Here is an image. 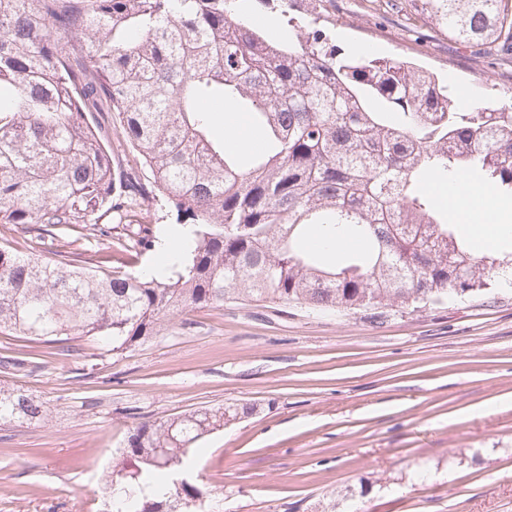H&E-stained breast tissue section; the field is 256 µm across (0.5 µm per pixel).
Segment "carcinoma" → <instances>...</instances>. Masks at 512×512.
<instances>
[{"mask_svg":"<svg viewBox=\"0 0 512 512\" xmlns=\"http://www.w3.org/2000/svg\"><path fill=\"white\" fill-rule=\"evenodd\" d=\"M411 2L448 38L512 55V0ZM320 8L307 0L310 20L288 18L282 42L236 20L233 0H0V224L39 242L80 229L110 242L101 218L156 190L191 234L157 275L0 248L1 334L62 352L96 337L119 354L226 302L381 318L481 297L492 280L512 288V247L482 250L431 192L460 178L512 197V104L465 110L427 68L344 54L309 30ZM213 101L248 113L262 147L227 152ZM99 106L131 147L120 193L86 116ZM123 230L107 249L138 255L160 240L151 224ZM252 411L140 424L105 478L111 512H204L189 453ZM47 419L45 402L0 387V422Z\"/></svg>","mask_w":512,"mask_h":512,"instance_id":"cac0c4a2","label":"carcinoma"}]
</instances>
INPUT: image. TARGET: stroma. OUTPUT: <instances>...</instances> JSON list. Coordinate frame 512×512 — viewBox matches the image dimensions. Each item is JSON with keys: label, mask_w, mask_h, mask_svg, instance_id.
Returning a JSON list of instances; mask_svg holds the SVG:
<instances>
[{"label": "stroma", "mask_w": 512, "mask_h": 512, "mask_svg": "<svg viewBox=\"0 0 512 512\" xmlns=\"http://www.w3.org/2000/svg\"><path fill=\"white\" fill-rule=\"evenodd\" d=\"M240 16L288 34L279 0ZM413 8L326 0L317 22L350 54L411 59L464 108L512 102V62ZM0 386L45 401L47 423H0V512H107L100 487L141 422L204 408L251 414L210 432L190 473L213 512H512V289L418 313L197 309L119 355L96 339Z\"/></svg>", "instance_id": "stroma-1"}]
</instances>
